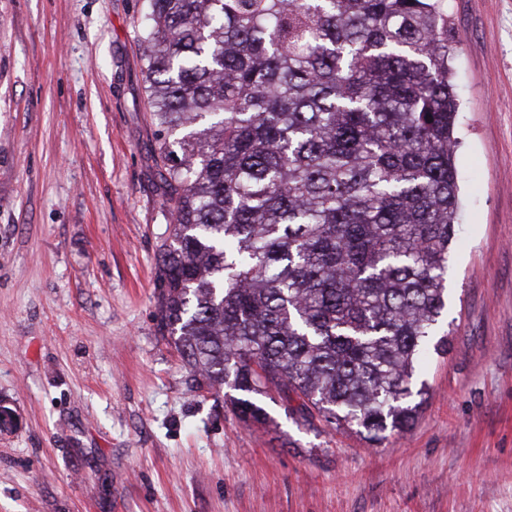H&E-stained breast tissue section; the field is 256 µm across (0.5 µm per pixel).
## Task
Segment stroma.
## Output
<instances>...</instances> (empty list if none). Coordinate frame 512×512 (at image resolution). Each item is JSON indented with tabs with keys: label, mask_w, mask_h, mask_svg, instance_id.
I'll return each instance as SVG.
<instances>
[{
	"label": "stroma",
	"mask_w": 512,
	"mask_h": 512,
	"mask_svg": "<svg viewBox=\"0 0 512 512\" xmlns=\"http://www.w3.org/2000/svg\"><path fill=\"white\" fill-rule=\"evenodd\" d=\"M448 352L378 446L192 386L158 331L169 214L143 0H0V512H512V0H447Z\"/></svg>",
	"instance_id": "35a3bbf8"
}]
</instances>
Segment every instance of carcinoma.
Listing matches in <instances>:
<instances>
[{"mask_svg": "<svg viewBox=\"0 0 512 512\" xmlns=\"http://www.w3.org/2000/svg\"><path fill=\"white\" fill-rule=\"evenodd\" d=\"M170 215L158 331L245 422L276 391L377 444L448 352L446 0H144Z\"/></svg>", "mask_w": 512, "mask_h": 512, "instance_id": "cac0c4a2", "label": "carcinoma"}]
</instances>
